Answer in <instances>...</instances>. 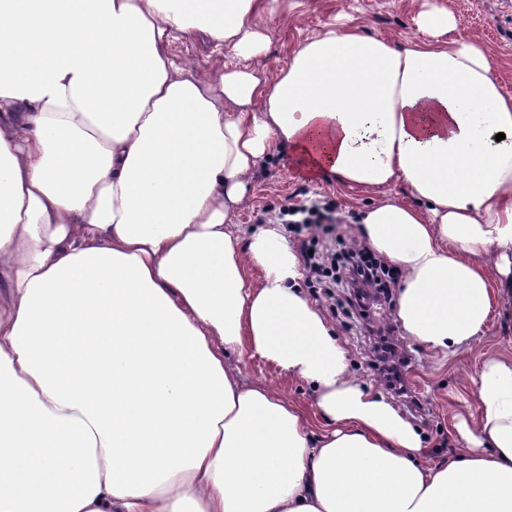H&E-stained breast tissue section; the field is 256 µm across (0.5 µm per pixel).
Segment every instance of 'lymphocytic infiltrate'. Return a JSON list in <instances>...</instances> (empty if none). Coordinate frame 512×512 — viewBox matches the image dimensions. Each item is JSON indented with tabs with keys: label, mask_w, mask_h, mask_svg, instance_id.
Here are the masks:
<instances>
[{
	"label": "lymphocytic infiltrate",
	"mask_w": 512,
	"mask_h": 512,
	"mask_svg": "<svg viewBox=\"0 0 512 512\" xmlns=\"http://www.w3.org/2000/svg\"><path fill=\"white\" fill-rule=\"evenodd\" d=\"M335 211L330 202L290 204L281 207L278 219L296 233L323 228V238L311 239L309 251L303 256L308 284L313 292L336 300L343 316L357 322L365 319L369 304L388 298L396 284V273L368 246L334 233ZM376 333L379 340L369 367L382 375L396 394L405 395L404 375L410 361L388 337L386 327L377 328Z\"/></svg>",
	"instance_id": "lymphocytic-infiltrate-1"
}]
</instances>
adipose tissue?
Segmentation results:
<instances>
[{
    "instance_id": "1",
    "label": "adipose tissue",
    "mask_w": 512,
    "mask_h": 512,
    "mask_svg": "<svg viewBox=\"0 0 512 512\" xmlns=\"http://www.w3.org/2000/svg\"><path fill=\"white\" fill-rule=\"evenodd\" d=\"M267 2L0 0V512H512V355L430 459L283 226L233 221L274 148L371 193L358 238L403 275L404 333L455 357L512 289V96L443 9L268 73ZM199 33L206 78L169 51ZM245 348L314 413L243 383Z\"/></svg>"
}]
</instances>
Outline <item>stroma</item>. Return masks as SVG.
Here are the masks:
<instances>
[{
	"label": "stroma",
	"mask_w": 512,
	"mask_h": 512,
	"mask_svg": "<svg viewBox=\"0 0 512 512\" xmlns=\"http://www.w3.org/2000/svg\"><path fill=\"white\" fill-rule=\"evenodd\" d=\"M428 1L454 14L457 27L450 32V39L484 46L503 92L512 95V0H278L274 12L262 14L259 19L269 37L266 62L273 69L286 65L290 53L314 33L348 25L398 43L415 40L419 36L415 17ZM323 198L339 206L338 232L356 237L361 212L370 202L369 194L310 179L303 168L275 154L263 161L252 185L250 206L237 213L234 221L256 229L286 202ZM318 305L343 341L351 370L366 386L381 390V383L365 367L360 344L348 321L331 309L329 301L319 300ZM405 346L412 358L409 389L427 401L432 411L428 421L417 418L413 424L427 435L435 454L447 456L458 446L454 428L457 418L469 417L476 409L478 395L473 377L482 357L512 353V301L474 337L469 349L454 359L430 352L411 339ZM229 362L245 382L265 383L304 408L312 407L309 388L288 379L250 350L232 354Z\"/></svg>",
	"instance_id": "35a3bbf8"
}]
</instances>
